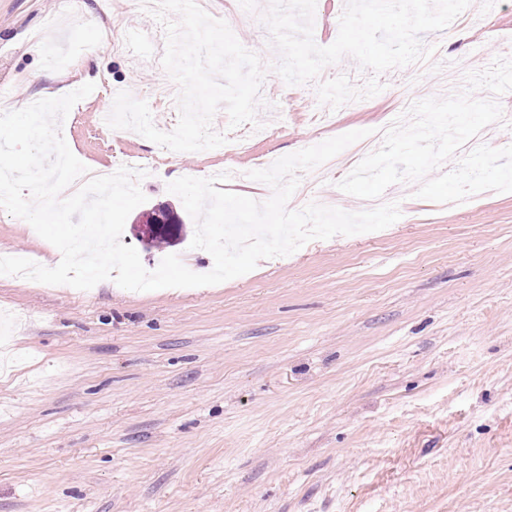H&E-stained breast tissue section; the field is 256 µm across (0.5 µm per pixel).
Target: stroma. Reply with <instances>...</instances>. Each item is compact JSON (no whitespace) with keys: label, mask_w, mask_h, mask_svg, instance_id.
<instances>
[{"label":"stroma","mask_w":512,"mask_h":512,"mask_svg":"<svg viewBox=\"0 0 512 512\" xmlns=\"http://www.w3.org/2000/svg\"><path fill=\"white\" fill-rule=\"evenodd\" d=\"M85 26L62 0H0V87L12 109L42 83L74 74L102 29L122 20L127 52L106 51L107 84L147 101L157 128L178 107L157 102L154 17L135 0H83ZM469 23L422 35L428 60L372 75L349 56L322 79L382 91L336 120L316 83L286 85L262 21L233 32L264 68L260 129L245 150L167 159L168 174L257 169L259 162L362 129L428 97L463 90L469 60L512 57V0H471ZM62 51L59 67L45 58ZM454 64L456 77L439 60ZM43 81L31 83L32 71ZM279 109H269L267 98ZM103 102L83 100L61 126L70 150L98 164L113 151L151 158L131 130L101 131ZM300 181L290 210L333 199L338 183ZM385 191L390 227L308 242L211 286L88 291L0 276V512H512V192L456 206ZM47 260L55 247L0 209V253Z\"/></svg>","instance_id":"35a3bbf8"}]
</instances>
